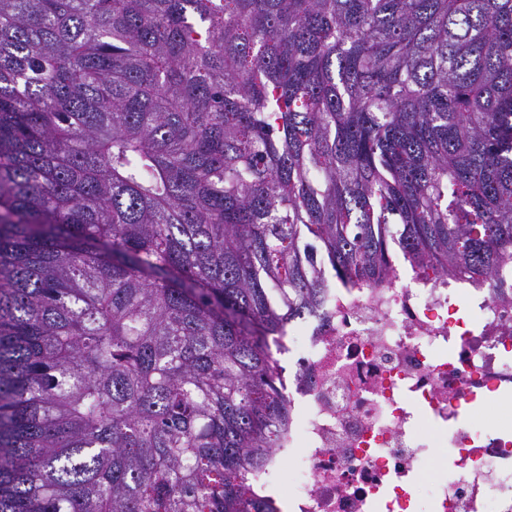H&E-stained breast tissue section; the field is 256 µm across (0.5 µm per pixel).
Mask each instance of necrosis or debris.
I'll return each instance as SVG.
<instances>
[{"label": "necrosis or debris", "mask_w": 512, "mask_h": 512, "mask_svg": "<svg viewBox=\"0 0 512 512\" xmlns=\"http://www.w3.org/2000/svg\"><path fill=\"white\" fill-rule=\"evenodd\" d=\"M325 312L274 348L292 419L251 480L274 512H512V426L465 417L512 401V289L396 272Z\"/></svg>", "instance_id": "4bbe7bcc"}]
</instances>
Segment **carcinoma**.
Instances as JSON below:
<instances>
[{"label":"carcinoma","instance_id":"carcinoma-1","mask_svg":"<svg viewBox=\"0 0 512 512\" xmlns=\"http://www.w3.org/2000/svg\"><path fill=\"white\" fill-rule=\"evenodd\" d=\"M509 288L512 0H0V512H274L270 342Z\"/></svg>","mask_w":512,"mask_h":512}]
</instances>
